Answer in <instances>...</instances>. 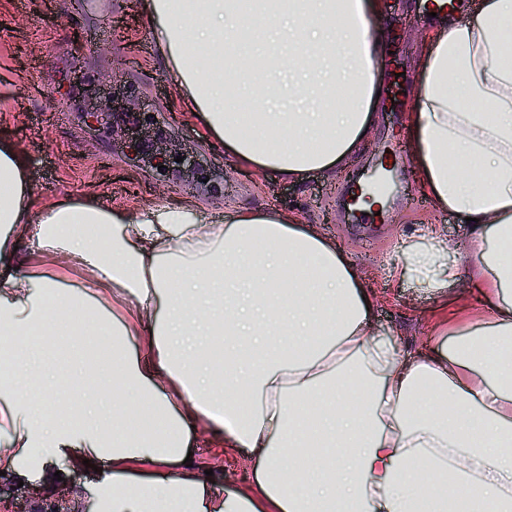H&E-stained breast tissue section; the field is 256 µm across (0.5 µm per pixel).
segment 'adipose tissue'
Instances as JSON below:
<instances>
[{"label":"adipose tissue","mask_w":512,"mask_h":512,"mask_svg":"<svg viewBox=\"0 0 512 512\" xmlns=\"http://www.w3.org/2000/svg\"><path fill=\"white\" fill-rule=\"evenodd\" d=\"M376 0H140L182 98L242 167L291 179L342 169L364 145L382 84ZM429 13L408 129L435 208L463 217L470 277L490 315L435 326L420 358L373 337L374 297L336 247L288 210L205 224L180 205L32 206L27 162L0 140V471L55 482L110 467L99 512H512V0ZM90 266L82 287L15 277L7 227ZM135 225L128 234L126 225ZM497 247H489V240ZM417 287L449 295L460 267L428 234L403 248ZM111 287L104 296L103 287ZM227 336L224 366L184 336ZM145 339L133 357L128 340ZM498 344L499 359L480 357ZM84 353L79 375L119 409L31 402L39 371ZM255 456L246 488L185 466L186 414Z\"/></svg>","instance_id":"adipose-tissue-1"}]
</instances>
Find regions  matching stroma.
Masks as SVG:
<instances>
[{"mask_svg": "<svg viewBox=\"0 0 512 512\" xmlns=\"http://www.w3.org/2000/svg\"><path fill=\"white\" fill-rule=\"evenodd\" d=\"M379 3L367 28L390 42L391 64L406 79L403 107L390 112L388 98H381L367 144L349 159L346 174L312 171L296 181L232 163L183 111L139 0H91L81 7L75 0H0V138L27 158L40 204L101 194L115 205L146 208L164 198L213 222L237 209L294 210L336 244L370 288L372 333L394 341L408 358L418 357L436 313L451 312L455 304L396 276L401 250L433 231L464 265L470 246L455 216L431 206L413 173L415 143L406 123L414 103L411 79L425 52L419 0ZM390 144L403 160L390 174L387 219L353 224L344 191L375 182ZM36 230L25 224L13 232L19 273L62 270L74 287L89 279V269L65 255L35 250ZM194 437L195 465L222 475L214 494L250 484L249 449L218 445L206 432Z\"/></svg>", "mask_w": 512, "mask_h": 512, "instance_id": "35a3bbf8", "label": "stroma"}]
</instances>
